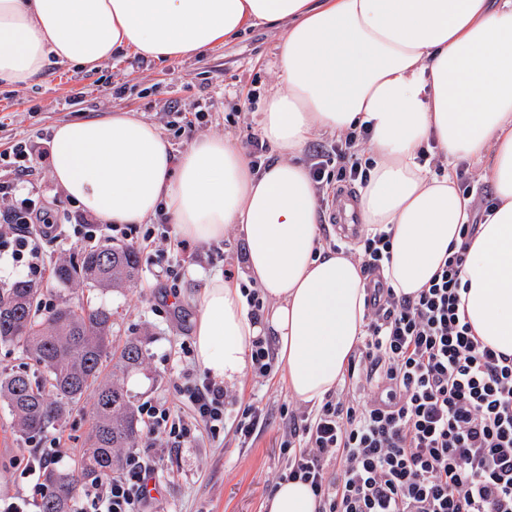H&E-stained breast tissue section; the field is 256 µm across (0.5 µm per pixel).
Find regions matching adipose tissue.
<instances>
[{
    "label": "adipose tissue",
    "mask_w": 512,
    "mask_h": 512,
    "mask_svg": "<svg viewBox=\"0 0 512 512\" xmlns=\"http://www.w3.org/2000/svg\"><path fill=\"white\" fill-rule=\"evenodd\" d=\"M280 29L281 89L261 100L270 159L252 168L221 137L173 155L166 136L123 110L56 125L51 176L104 224L164 213L177 238L208 244L235 231L244 271L202 275L195 359L217 382L241 378L248 346L276 339L290 395L335 391L363 334L365 277L346 250L319 245V201L301 156L319 133L368 126V179L350 205L365 232L392 233L384 274L417 295L460 243L470 200L454 168L478 166L495 208L462 268L467 317L484 343L512 356V0H0V89L31 84L52 61L98 68L125 51L165 62ZM435 142L448 169L418 161ZM270 311L256 318L244 291ZM307 485L280 482L265 512H317Z\"/></svg>",
    "instance_id": "adipose-tissue-1"
}]
</instances>
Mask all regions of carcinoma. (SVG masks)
<instances>
[{
	"instance_id": "carcinoma-1",
	"label": "carcinoma",
	"mask_w": 512,
	"mask_h": 512,
	"mask_svg": "<svg viewBox=\"0 0 512 512\" xmlns=\"http://www.w3.org/2000/svg\"><path fill=\"white\" fill-rule=\"evenodd\" d=\"M139 257L130 247L103 246L76 259H62L58 282L74 288L105 290L134 282ZM40 289L18 280L0 291V343H14L38 366V372L0 375V400L16 431L33 437L60 427L82 398L93 394V429L88 448L72 468L49 469V487L41 512H71L80 484L101 481L120 470L119 452L133 448L141 435L138 411L119 375L141 366L140 340L125 342L112 353V311L65 301L36 319Z\"/></svg>"
}]
</instances>
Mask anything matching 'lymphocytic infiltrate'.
<instances>
[{
	"mask_svg": "<svg viewBox=\"0 0 512 512\" xmlns=\"http://www.w3.org/2000/svg\"><path fill=\"white\" fill-rule=\"evenodd\" d=\"M368 138V128L355 129L313 154L309 172L322 204L332 181H365ZM67 230L23 198L0 216V254L10 253L30 280L43 279L39 240ZM476 230L464 225L461 245L449 246L414 297L397 294L383 275L391 232L363 235L353 249L366 280L362 345L340 392L313 411L287 412L281 477L308 483L320 512H512V357L483 344L460 312V273ZM183 395L211 434L234 419L245 446L265 421L263 408L237 407L205 376H193ZM155 463L129 453L120 472L82 490L76 512H148Z\"/></svg>",
	"mask_w": 512,
	"mask_h": 512,
	"instance_id": "lymphocytic-infiltrate-1",
	"label": "lymphocytic infiltrate"
}]
</instances>
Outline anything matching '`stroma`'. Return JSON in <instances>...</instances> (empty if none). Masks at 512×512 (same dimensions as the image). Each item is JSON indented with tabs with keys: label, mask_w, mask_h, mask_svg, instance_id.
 <instances>
[{
	"label": "stroma",
	"mask_w": 512,
	"mask_h": 512,
	"mask_svg": "<svg viewBox=\"0 0 512 512\" xmlns=\"http://www.w3.org/2000/svg\"><path fill=\"white\" fill-rule=\"evenodd\" d=\"M279 32L266 25L250 27L235 40L220 43L200 56L156 63L135 53L103 62L86 71L54 64L31 85L0 92V153L17 142L31 150L29 170L23 175L0 167V211L26 196L39 197L57 223L72 224L80 216L54 182L50 172L51 132L58 123L97 118L117 110L139 112L167 135L173 155H180L202 135L229 138L244 146L258 133V103L276 89L275 46ZM185 112L204 113L203 123L180 130ZM199 261L186 262L175 244L159 242L141 248L140 277L131 285L88 291L59 283L53 275L39 281V311L47 313L70 300L88 301L112 310V345L141 341L142 367L124 376L135 406L165 402L191 427L185 442L165 435H142L137 452L149 455L161 448L155 479L161 493L154 512H263L277 476L285 465L281 444L286 435L284 409L296 407L284 379L283 365L269 377L246 370L228 389L238 406L256 404L268 413L251 447H241L234 425L211 435L194 422L192 406L179 394L186 373L197 370L193 327L197 273L240 269L243 244L234 233L210 244H192ZM165 254L171 268L164 275L157 265ZM92 426V401L84 399L61 428L26 440L16 432L7 407L0 403V497H35L34 483L21 476L18 459L36 444H54L56 465L67 468L85 448Z\"/></svg>",
	"instance_id": "stroma-1"
}]
</instances>
